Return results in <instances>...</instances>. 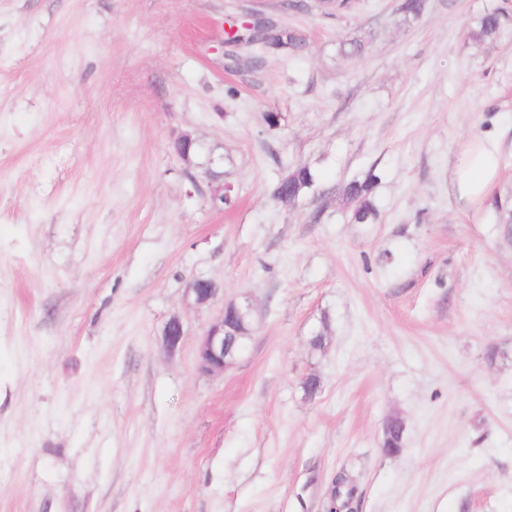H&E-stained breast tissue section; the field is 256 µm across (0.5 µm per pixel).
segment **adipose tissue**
Wrapping results in <instances>:
<instances>
[{
	"label": "adipose tissue",
	"instance_id": "adipose-tissue-1",
	"mask_svg": "<svg viewBox=\"0 0 512 512\" xmlns=\"http://www.w3.org/2000/svg\"><path fill=\"white\" fill-rule=\"evenodd\" d=\"M499 176V156L496 144L481 138L466 140L456 153L450 173V188L454 197L467 205L481 202Z\"/></svg>",
	"mask_w": 512,
	"mask_h": 512
}]
</instances>
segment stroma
<instances>
[{"label":"stroma","mask_w":512,"mask_h":512,"mask_svg":"<svg viewBox=\"0 0 512 512\" xmlns=\"http://www.w3.org/2000/svg\"><path fill=\"white\" fill-rule=\"evenodd\" d=\"M399 2L0 0V512H328L341 473L352 512H512V26L477 44L502 0ZM257 17L305 49L251 68L227 33ZM184 131L231 207L192 192ZM473 137L501 170L465 208L448 172ZM304 163L318 189L283 209ZM371 169L378 219L351 223ZM194 277L223 301L186 305ZM244 297V354L202 374ZM318 179L317 172L309 166H296L272 185L271 195L278 199L281 207H295L308 193L314 191ZM224 310L230 312L245 326L247 320L251 326L253 322V305L248 298L239 301H224L222 316L212 322L204 331L197 347L198 369L206 374H221L232 365L242 354L239 331L224 329ZM183 336V322L179 316L175 315L164 326L161 339L163 351L168 355L175 354L182 342Z\"/></svg>","instance_id":"stroma-1"}]
</instances>
